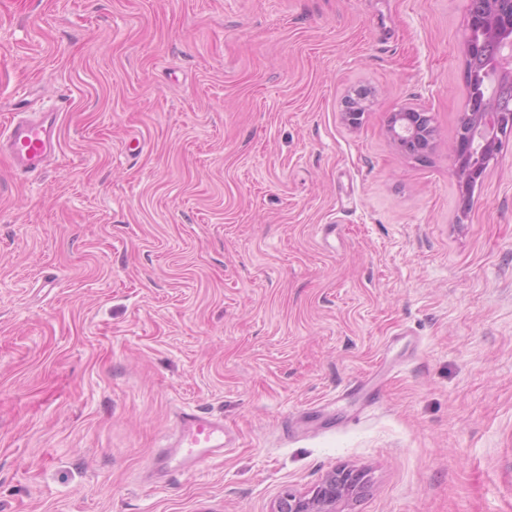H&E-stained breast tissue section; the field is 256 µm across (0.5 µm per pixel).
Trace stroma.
Returning a JSON list of instances; mask_svg holds the SVG:
<instances>
[{
  "mask_svg": "<svg viewBox=\"0 0 512 512\" xmlns=\"http://www.w3.org/2000/svg\"><path fill=\"white\" fill-rule=\"evenodd\" d=\"M467 0H0V512H512V134L453 174ZM368 90L361 126L340 120ZM425 109L422 156L388 131ZM236 446L163 457L179 408ZM369 97V93L363 89L350 91L343 100V110L340 113L342 123L352 129L358 128L370 109ZM14 112L0 126V156L6 157L15 171L38 172L59 151L58 113L54 110L20 117ZM362 471L344 468L328 473L310 491L303 494L289 493L288 507L278 503L276 512H340L363 489ZM281 508H283L281 510Z\"/></svg>",
  "mask_w": 512,
  "mask_h": 512,
  "instance_id": "stroma-1",
  "label": "stroma"
}]
</instances>
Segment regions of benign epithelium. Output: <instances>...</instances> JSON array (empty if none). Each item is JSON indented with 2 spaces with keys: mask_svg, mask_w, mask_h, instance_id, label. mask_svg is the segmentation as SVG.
Masks as SVG:
<instances>
[{
  "mask_svg": "<svg viewBox=\"0 0 512 512\" xmlns=\"http://www.w3.org/2000/svg\"><path fill=\"white\" fill-rule=\"evenodd\" d=\"M464 47L466 82L481 78L490 89L469 97L452 146L454 175L468 196L500 153L502 137L512 132V0H468ZM369 109V93L355 89L344 97L341 121L356 129ZM388 129L413 154L429 150L435 137L431 115L413 107L392 113ZM362 489V471L333 470L310 491L288 494V506L279 504L276 512H342Z\"/></svg>",
  "mask_w": 512,
  "mask_h": 512,
  "instance_id": "1",
  "label": "benign epithelium"
}]
</instances>
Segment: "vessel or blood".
Returning a JSON list of instances; mask_svg holds the SVG:
<instances>
[{
    "mask_svg": "<svg viewBox=\"0 0 512 512\" xmlns=\"http://www.w3.org/2000/svg\"><path fill=\"white\" fill-rule=\"evenodd\" d=\"M57 121L58 114L53 110L28 117L12 113L7 122L0 125V156L6 157L17 172L28 174L42 170L60 147ZM233 444L223 419L198 410L180 413L178 435L172 448L180 455L182 463L216 455Z\"/></svg>",
    "mask_w": 512,
    "mask_h": 512,
    "instance_id": "b4317fda",
    "label": "vessel or blood"
}]
</instances>
